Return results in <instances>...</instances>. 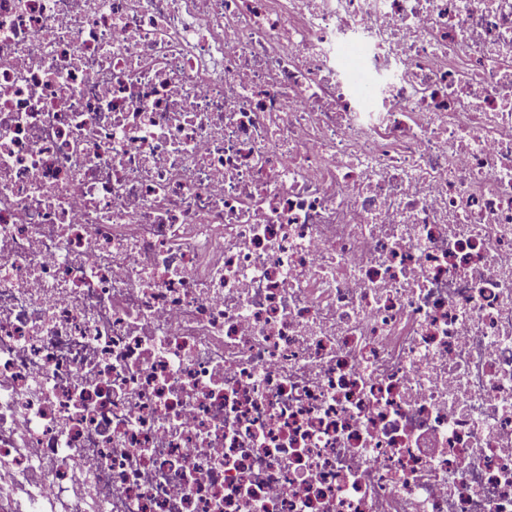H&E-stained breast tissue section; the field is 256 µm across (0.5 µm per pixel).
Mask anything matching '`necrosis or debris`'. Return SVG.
<instances>
[{"mask_svg":"<svg viewBox=\"0 0 512 512\" xmlns=\"http://www.w3.org/2000/svg\"><path fill=\"white\" fill-rule=\"evenodd\" d=\"M0 470L512 512V0H0Z\"/></svg>","mask_w":512,"mask_h":512,"instance_id":"necrosis-or-debris-1","label":"necrosis or debris"}]
</instances>
